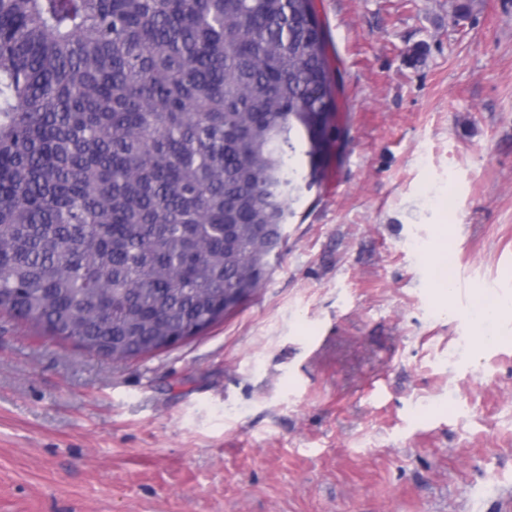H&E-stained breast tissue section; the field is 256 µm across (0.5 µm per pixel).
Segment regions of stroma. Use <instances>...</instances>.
I'll return each instance as SVG.
<instances>
[{
    "mask_svg": "<svg viewBox=\"0 0 512 512\" xmlns=\"http://www.w3.org/2000/svg\"><path fill=\"white\" fill-rule=\"evenodd\" d=\"M343 153L255 295L127 362L0 315V512H505L512 0H314ZM448 228L452 302L426 251ZM512 312V299L504 300L490 295L478 296L472 306V319L478 327V339L484 347L496 344L500 336L498 323L504 311Z\"/></svg>",
    "mask_w": 512,
    "mask_h": 512,
    "instance_id": "1",
    "label": "stroma"
}]
</instances>
